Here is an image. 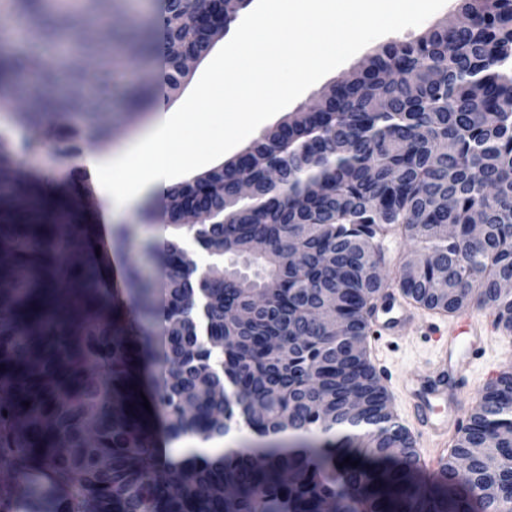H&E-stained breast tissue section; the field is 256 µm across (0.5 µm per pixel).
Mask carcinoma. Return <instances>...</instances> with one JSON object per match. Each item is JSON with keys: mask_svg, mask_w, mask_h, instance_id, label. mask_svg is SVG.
<instances>
[{"mask_svg": "<svg viewBox=\"0 0 512 512\" xmlns=\"http://www.w3.org/2000/svg\"><path fill=\"white\" fill-rule=\"evenodd\" d=\"M249 0H224V27ZM204 0H163L132 42L146 50L160 28L164 83L178 90L182 60L208 53L213 32L193 17ZM114 0H83L48 26L43 0H10L44 42L102 21ZM107 43L95 75L112 80ZM23 73L53 82L49 62L0 43V92L22 97ZM68 102L42 100L16 120L41 128ZM227 164L169 196L199 189L210 224H178L199 246L256 265L214 280L177 241L167 242L161 306L153 285L127 270L128 298L106 288L93 242L74 234L71 205L42 197L0 170V504L19 479L45 475L57 512H509L512 508V369L501 372L455 435L440 487H421L417 452L370 363L367 314L391 283L371 268L381 240L400 236L426 257L397 287L429 309L455 314L477 300L512 332V0H458V21L390 43ZM148 93L124 92L138 112ZM484 229L472 232L475 214ZM447 281L448 291L435 288ZM265 306L245 322L226 303ZM167 324L168 378L147 389L146 325ZM150 409H145L143 400ZM165 423L158 433L154 418ZM243 421L260 436L315 435L298 448L265 445L174 461L163 445L222 439ZM364 430L362 447L348 431ZM350 462H344L345 458ZM358 462L352 466V462Z\"/></svg>", "mask_w": 512, "mask_h": 512, "instance_id": "1", "label": "carcinoma"}]
</instances>
